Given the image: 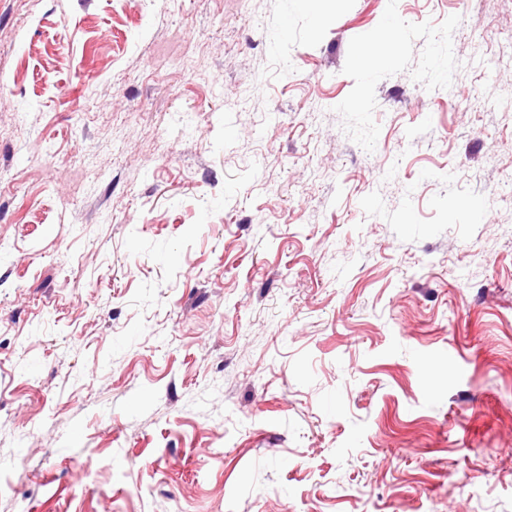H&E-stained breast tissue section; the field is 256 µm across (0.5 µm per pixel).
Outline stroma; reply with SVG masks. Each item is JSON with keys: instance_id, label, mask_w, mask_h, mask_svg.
I'll return each mask as SVG.
<instances>
[{"instance_id": "1", "label": "stroma", "mask_w": 512, "mask_h": 512, "mask_svg": "<svg viewBox=\"0 0 512 512\" xmlns=\"http://www.w3.org/2000/svg\"><path fill=\"white\" fill-rule=\"evenodd\" d=\"M0 512H512V0H0Z\"/></svg>"}]
</instances>
